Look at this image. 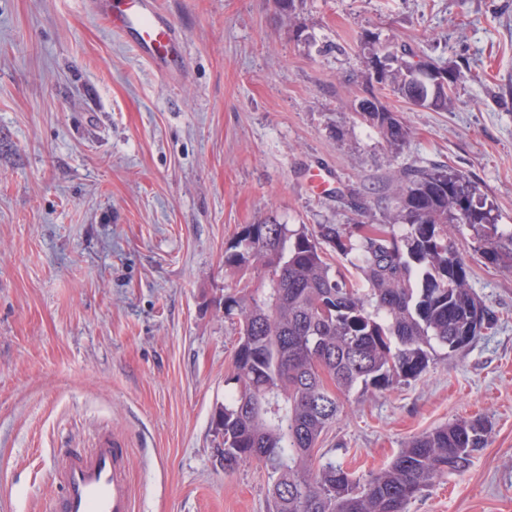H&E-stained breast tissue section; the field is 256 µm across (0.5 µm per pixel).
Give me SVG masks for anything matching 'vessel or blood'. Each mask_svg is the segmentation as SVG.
I'll list each match as a JSON object with an SVG mask.
<instances>
[{"label":"vessel or blood","mask_w":512,"mask_h":512,"mask_svg":"<svg viewBox=\"0 0 512 512\" xmlns=\"http://www.w3.org/2000/svg\"><path fill=\"white\" fill-rule=\"evenodd\" d=\"M102 15L145 60L165 71L183 66L178 32L153 0H103ZM51 477L61 489L53 512H134L128 447L121 435L102 433L89 450H61Z\"/></svg>","instance_id":"b4317fda"}]
</instances>
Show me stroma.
<instances>
[{"instance_id": "stroma-1", "label": "stroma", "mask_w": 512, "mask_h": 512, "mask_svg": "<svg viewBox=\"0 0 512 512\" xmlns=\"http://www.w3.org/2000/svg\"><path fill=\"white\" fill-rule=\"evenodd\" d=\"M155 2L186 57L171 76L94 0H0V512H50L55 452L103 430L128 443L135 512H270L264 470L225 472L213 425L243 225L352 224L356 199L380 224L402 168L442 163L512 227V0ZM368 34L460 73L448 111L388 97L397 154L355 113ZM466 263L493 328L351 396L318 448L364 476L413 435L487 420L485 448L406 512H512V269Z\"/></svg>"}]
</instances>
